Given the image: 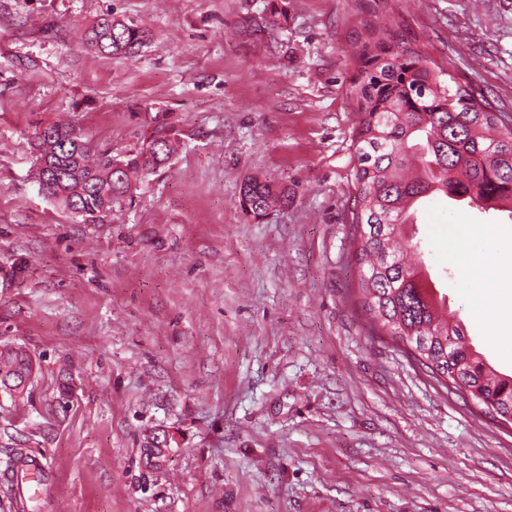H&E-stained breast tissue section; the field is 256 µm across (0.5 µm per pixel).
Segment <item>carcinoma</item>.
<instances>
[{
	"label": "carcinoma",
	"mask_w": 512,
	"mask_h": 512,
	"mask_svg": "<svg viewBox=\"0 0 512 512\" xmlns=\"http://www.w3.org/2000/svg\"><path fill=\"white\" fill-rule=\"evenodd\" d=\"M373 14L370 8L363 12L350 40L348 95L358 113L348 199V264L357 270L351 298L369 335L389 337L443 387L512 418V375L489 367L463 331L439 320L432 289L396 246L412 201L436 194L468 201L512 197V126L489 100L445 83L443 69L422 54L405 19L379 23ZM283 21V0H269L266 16L247 21L244 31L260 35ZM82 36L107 56L134 57L152 41L148 28L113 13L97 16ZM145 110L147 135L117 155L73 123L37 129L34 150L44 193L96 224L130 194L132 181L168 168L180 132L166 113ZM240 196L242 210L259 219L288 205L290 194L285 186L249 177ZM32 373L25 350L0 347V391L16 400L31 395L23 382Z\"/></svg>",
	"instance_id": "obj_1"
}]
</instances>
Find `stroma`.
Masks as SVG:
<instances>
[{
  "mask_svg": "<svg viewBox=\"0 0 512 512\" xmlns=\"http://www.w3.org/2000/svg\"><path fill=\"white\" fill-rule=\"evenodd\" d=\"M0 0V346L34 363L0 392V512H512V430L442 387L352 302L349 37L366 0ZM112 11L154 41L106 57L81 32ZM423 54L512 113V0H378ZM183 133L168 170L84 224L35 178L31 139L79 124L119 152L131 105ZM287 185L262 220L242 180ZM450 323L512 373V220L436 197L406 229ZM493 272L474 306L463 261ZM74 381L57 402L63 370ZM175 433L165 462L145 448ZM41 462L16 507L5 449ZM268 2L266 16L261 17V21H257L256 19L247 21L243 30L244 32H248V35L264 34L268 30L279 27L281 21H287V12L283 1L270 0Z\"/></svg>",
  "mask_w": 512,
  "mask_h": 512,
  "instance_id": "obj_1",
  "label": "stroma"
}]
</instances>
